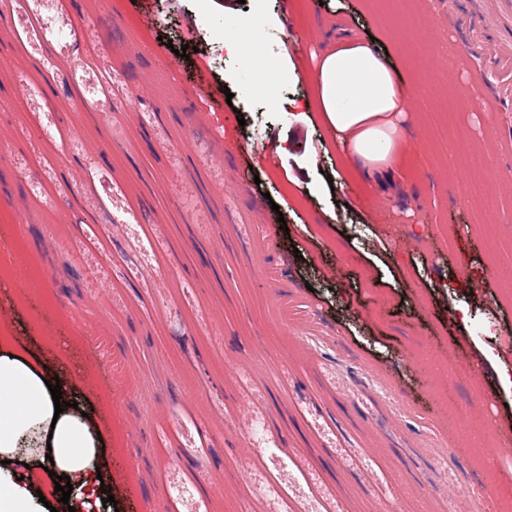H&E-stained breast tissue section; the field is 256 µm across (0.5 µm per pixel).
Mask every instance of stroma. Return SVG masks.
Here are the masks:
<instances>
[{"instance_id":"35a3bbf8","label":"stroma","mask_w":512,"mask_h":512,"mask_svg":"<svg viewBox=\"0 0 512 512\" xmlns=\"http://www.w3.org/2000/svg\"><path fill=\"white\" fill-rule=\"evenodd\" d=\"M254 22L265 95L224 50ZM342 30L415 92L406 159L382 185L354 175L309 104ZM161 39V62L126 49ZM188 43L196 53L178 56ZM459 43L448 0H0V336L79 379L111 500L57 502L41 468L32 490L57 512H454L449 492L482 481L468 512H512V451L489 470L458 438L475 410L512 436V389L482 356L512 366V112L490 117L466 94V66L442 56ZM200 70L209 95L192 104ZM232 107L244 123L225 125ZM266 142L288 151L264 157ZM473 178L478 200L461 192ZM22 252L43 282L23 295L8 277ZM279 289L298 329L274 316ZM258 344L267 366H232ZM422 357L474 365L478 388L434 394Z\"/></svg>"}]
</instances>
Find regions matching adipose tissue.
<instances>
[{
  "label": "adipose tissue",
  "instance_id": "1",
  "mask_svg": "<svg viewBox=\"0 0 512 512\" xmlns=\"http://www.w3.org/2000/svg\"><path fill=\"white\" fill-rule=\"evenodd\" d=\"M314 102L334 144L347 150L358 173L371 178L398 167L408 97L369 45L347 37L329 46L315 77ZM49 380L15 349L0 348V512H36L27 486L14 481V464H27L20 439L36 430L39 448H50L52 472L69 476L85 493L98 486L100 433L80 410L56 411Z\"/></svg>",
  "mask_w": 512,
  "mask_h": 512
}]
</instances>
